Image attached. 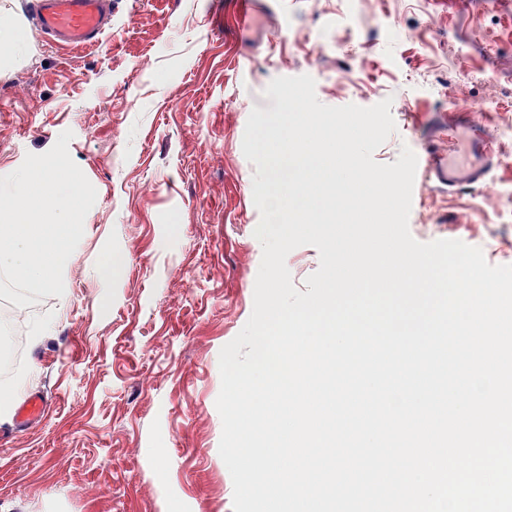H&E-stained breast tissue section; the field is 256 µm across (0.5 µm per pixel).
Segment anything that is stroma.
Instances as JSON below:
<instances>
[{"mask_svg":"<svg viewBox=\"0 0 512 512\" xmlns=\"http://www.w3.org/2000/svg\"><path fill=\"white\" fill-rule=\"evenodd\" d=\"M495 0L443 14L430 0H283L271 36L235 37L226 0H120L114 28L81 53L38 46L0 70V169L72 131V160L97 197L70 297L0 316L26 342L0 390L28 376L51 408L0 445V512H233L219 455V354L248 321L262 260L257 168L242 151L252 109L277 77L309 75L327 106L391 99L396 130L374 153L419 151L456 97L505 140L492 183L459 196L423 190L417 241L457 239L512 265V29ZM246 59L235 71L224 54ZM112 262V278L95 271ZM49 323L38 343L34 330Z\"/></svg>","mask_w":512,"mask_h":512,"instance_id":"stroma-1","label":"stroma"}]
</instances>
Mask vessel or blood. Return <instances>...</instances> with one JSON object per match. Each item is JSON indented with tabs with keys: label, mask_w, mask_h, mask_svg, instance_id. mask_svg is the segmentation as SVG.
Listing matches in <instances>:
<instances>
[{
	"label": "vessel or blood",
	"mask_w": 512,
	"mask_h": 512,
	"mask_svg": "<svg viewBox=\"0 0 512 512\" xmlns=\"http://www.w3.org/2000/svg\"><path fill=\"white\" fill-rule=\"evenodd\" d=\"M262 0H233L228 25L253 33ZM116 0H31L28 18L42 43L68 52L99 47L112 29ZM456 101L438 117L431 137L436 148L418 159L415 180L442 192L459 194L489 181L500 166V151L480 121L460 120ZM49 404L32 393L14 406L15 427H30L45 416Z\"/></svg>",
	"instance_id": "vessel-or-blood-1"
}]
</instances>
